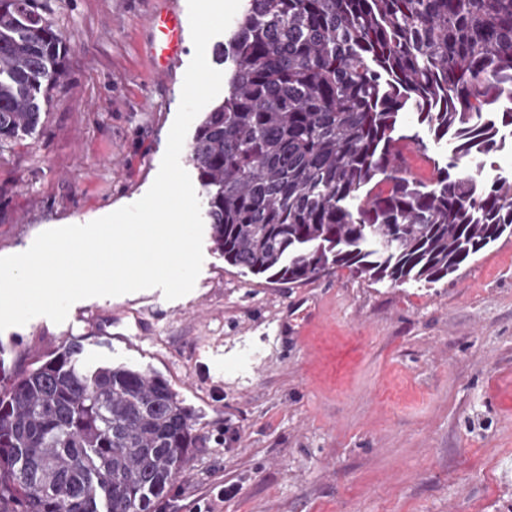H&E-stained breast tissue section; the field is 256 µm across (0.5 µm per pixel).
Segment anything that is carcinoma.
Listing matches in <instances>:
<instances>
[{
	"label": "carcinoma",
	"mask_w": 512,
	"mask_h": 512,
	"mask_svg": "<svg viewBox=\"0 0 512 512\" xmlns=\"http://www.w3.org/2000/svg\"><path fill=\"white\" fill-rule=\"evenodd\" d=\"M68 52L40 0H0V147L36 131ZM214 57L228 90L189 160L224 263L430 285L512 236V178H483L512 128V0H245ZM407 108L457 142L428 183L394 151L420 143ZM82 352L0 388V512H152L199 447L164 376Z\"/></svg>",
	"instance_id": "cac0c4a2"
}]
</instances>
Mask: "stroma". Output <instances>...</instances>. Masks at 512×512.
<instances>
[{
  "label": "stroma",
  "mask_w": 512,
  "mask_h": 512,
  "mask_svg": "<svg viewBox=\"0 0 512 512\" xmlns=\"http://www.w3.org/2000/svg\"><path fill=\"white\" fill-rule=\"evenodd\" d=\"M167 11L187 0H46L68 78L0 150V256L149 190L194 55L157 73ZM203 255L181 298L93 297L0 332L12 372L73 340L89 366L168 379L204 446L153 512H512V236L430 286L272 283Z\"/></svg>",
  "instance_id": "35a3bbf8"
}]
</instances>
